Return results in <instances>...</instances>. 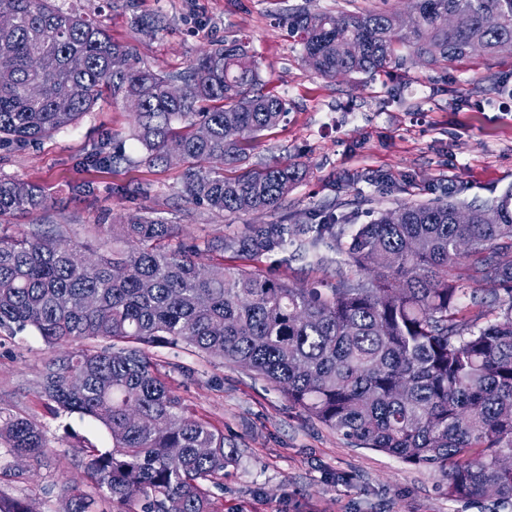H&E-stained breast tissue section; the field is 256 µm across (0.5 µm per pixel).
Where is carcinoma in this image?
Segmentation results:
<instances>
[{
    "label": "carcinoma",
    "mask_w": 512,
    "mask_h": 512,
    "mask_svg": "<svg viewBox=\"0 0 512 512\" xmlns=\"http://www.w3.org/2000/svg\"><path fill=\"white\" fill-rule=\"evenodd\" d=\"M411 24L388 10L284 19L302 61L315 74L374 76L403 65V51L426 65L512 51V0H410ZM466 22L448 28V13ZM0 144H23L77 124L97 101L137 102L140 162L168 163L170 144L186 164L183 193L217 213L280 209L299 178L295 164L272 161L226 178L206 164L236 165L246 143L277 126L287 102L260 90L249 42L233 39L184 72L161 73L102 21L62 10L54 0H0ZM123 56L119 71L112 59ZM73 58L82 68L70 66ZM32 83L40 96L28 95ZM131 158L120 150L94 159L108 169ZM464 207L472 222L457 224ZM50 209L36 184L0 176V219L15 212L33 228L0 225V330L35 331L56 345L99 340L45 363L38 399L51 413L101 424L108 448H92L86 468L101 495L136 512H213L228 453L224 432L188 407L149 353L182 346L242 366L280 389L310 419L363 448L448 478V496L512 504V189L490 204L400 202L368 224H243L199 245L175 246L177 225L144 205L116 224L112 252L96 253L60 228H43ZM288 247L316 265L348 256L367 280L339 275L329 288L296 287L258 269L224 264ZM212 255L208 269L197 264ZM492 283L506 297L474 317L459 308ZM0 439L18 457L48 454L43 429L25 417L0 419ZM479 448L475 454L472 449Z\"/></svg>",
    "instance_id": "cac0c4a2"
}]
</instances>
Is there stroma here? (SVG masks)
Masks as SVG:
<instances>
[{"label": "stroma", "mask_w": 512, "mask_h": 512, "mask_svg": "<svg viewBox=\"0 0 512 512\" xmlns=\"http://www.w3.org/2000/svg\"><path fill=\"white\" fill-rule=\"evenodd\" d=\"M103 21L114 42L133 47L158 71H179L223 40L247 39L266 92L282 96L288 113L253 142L243 165L225 176L272 160L298 163L302 177L282 209L254 214V223L291 217L310 224L335 209L346 224L369 222L371 212L399 201L465 200L479 203L512 189V54L468 58L434 66L407 60L375 77L316 76L281 20L296 8L312 13L407 10L406 0H56ZM163 26L136 30L141 17ZM494 76L500 89L490 90ZM133 114L105 99L71 128L35 144L0 147V175L43 186L65 235L90 242L93 227L138 208V197L113 194L116 186L149 190V204L180 237L210 239L230 233V217L193 205L181 193L180 163L141 164L132 138ZM121 146L130 162L94 167L100 143ZM289 283L334 284L356 276L346 255L317 267L273 252L250 261ZM41 336L0 331V418L40 423L51 453L39 461L9 454L0 444V490L25 500L35 512H66L63 487L96 495L85 467L89 448H106L105 429L79 415L48 414L38 397L45 361L55 356ZM169 380L193 417L224 433L235 453L224 486L212 491L214 512H512L493 498L449 499L443 474L385 453L353 445L340 433L310 420L285 395L252 372L183 349L154 348Z\"/></svg>", "instance_id": "obj_1"}]
</instances>
